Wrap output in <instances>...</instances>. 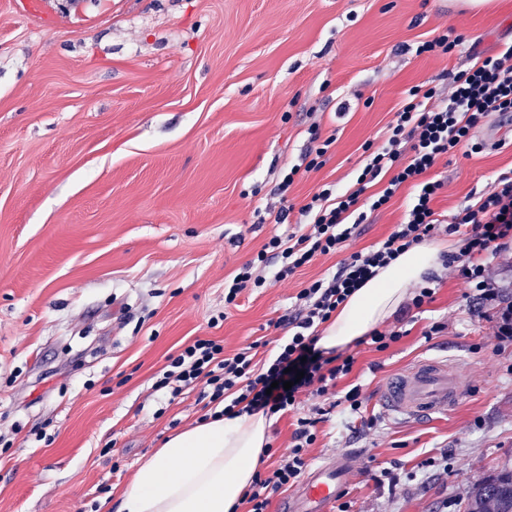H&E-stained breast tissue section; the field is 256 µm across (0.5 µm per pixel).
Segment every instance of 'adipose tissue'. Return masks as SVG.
Instances as JSON below:
<instances>
[{"label":"adipose tissue","instance_id":"obj_1","mask_svg":"<svg viewBox=\"0 0 512 512\" xmlns=\"http://www.w3.org/2000/svg\"><path fill=\"white\" fill-rule=\"evenodd\" d=\"M444 251L443 244L421 243L378 269L324 324L318 347L333 352L372 332L411 285L441 265ZM274 422L265 412L244 409L170 434L138 466L117 512H233L265 462Z\"/></svg>","mask_w":512,"mask_h":512}]
</instances>
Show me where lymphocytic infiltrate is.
<instances>
[{"label":"lymphocytic infiltrate","instance_id":"1","mask_svg":"<svg viewBox=\"0 0 512 512\" xmlns=\"http://www.w3.org/2000/svg\"><path fill=\"white\" fill-rule=\"evenodd\" d=\"M494 112H512V44L479 59L469 70L449 74L446 97H437L431 88L412 87L384 146L369 154L359 173L358 190L337 196L331 186H322L300 209L308 219L301 233L270 238L267 252L281 258L274 278L283 281L318 257L337 252L355 234L351 218L360 209L361 188L380 184L368 201L373 211L386 206L401 187L413 190L403 221L385 239L350 255L332 276L303 284L296 295L300 313L279 319L288 334L273 354L257 358L250 345L228 357L220 341L199 337L168 356L155 387L170 398L200 383L210 388L211 402L223 405L225 413L243 405L280 418L295 417L288 453L277 457L268 472L257 474L244 491L240 503L246 512H268L272 493L293 486L306 470L308 450L317 440L316 421L298 416L300 396L328 394L355 364L353 356L328 357L316 348L318 329L378 268L426 239L454 234L457 249L443 255V266L479 298H492L482 258L497 253L501 240L512 239V172L500 174L475 204L450 217L435 211L433 202L442 184L427 174L440 158L470 144L473 129ZM267 252L258 253L225 284V306L235 305L246 289L264 287L266 279L258 267ZM287 381L292 384L288 390L283 387Z\"/></svg>","mask_w":512,"mask_h":512}]
</instances>
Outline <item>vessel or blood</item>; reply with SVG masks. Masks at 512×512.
Returning <instances> with one entry per match:
<instances>
[{
	"label": "vessel or blood",
	"instance_id": "vessel-or-blood-1",
	"mask_svg": "<svg viewBox=\"0 0 512 512\" xmlns=\"http://www.w3.org/2000/svg\"><path fill=\"white\" fill-rule=\"evenodd\" d=\"M468 391L459 361L429 356L385 379L378 396L388 412L410 419H424L453 411ZM351 467L341 454L314 466L296 493L287 498L282 512H331L342 494Z\"/></svg>",
	"mask_w": 512,
	"mask_h": 512
}]
</instances>
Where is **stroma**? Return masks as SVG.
I'll list each match as a JSON object with an SVG mask.
<instances>
[{
  "instance_id": "stroma-1",
  "label": "stroma",
  "mask_w": 512,
  "mask_h": 512,
  "mask_svg": "<svg viewBox=\"0 0 512 512\" xmlns=\"http://www.w3.org/2000/svg\"><path fill=\"white\" fill-rule=\"evenodd\" d=\"M44 26L0 0V512H104L140 460L205 418L200 389H154L198 336L225 354L281 332L305 281L383 240L402 188L355 236L287 280L224 306V282L271 237L298 232L318 188L355 189L417 85L512 43V0H45ZM460 37L448 54L419 42ZM325 165L297 178L275 222L284 169L318 139ZM477 153L442 157L438 212L456 214L512 170V118L491 114ZM486 266L499 297L438 269L432 303L404 301L383 351L347 347L362 407L317 426L311 462L348 451L350 512H460L472 481L512 461V242ZM441 332L425 336L431 323ZM426 356L459 358L469 390L450 414L384 413V379Z\"/></svg>"
}]
</instances>
